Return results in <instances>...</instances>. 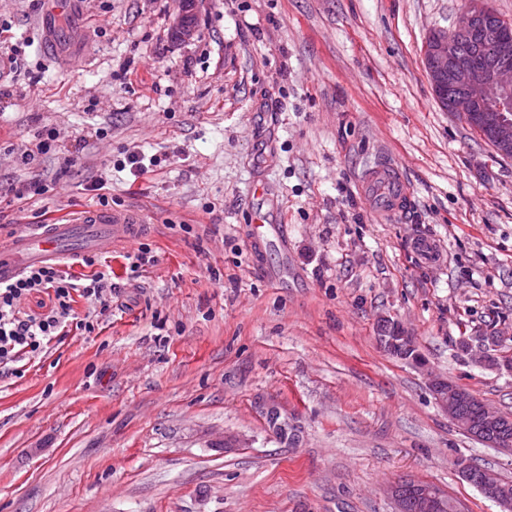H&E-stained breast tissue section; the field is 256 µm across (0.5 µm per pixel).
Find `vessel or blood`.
I'll list each match as a JSON object with an SVG mask.
<instances>
[{"label":"vessel or blood","instance_id":"1","mask_svg":"<svg viewBox=\"0 0 512 512\" xmlns=\"http://www.w3.org/2000/svg\"><path fill=\"white\" fill-rule=\"evenodd\" d=\"M361 190L374 212L391 218L402 214L409 189L397 167L384 163L367 171ZM143 215L131 211L87 209L61 224H38L0 241V283L16 277L29 265L63 260L72 255L111 251L119 243L133 242Z\"/></svg>","mask_w":512,"mask_h":512}]
</instances>
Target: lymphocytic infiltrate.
<instances>
[{
    "label": "lymphocytic infiltrate",
    "mask_w": 512,
    "mask_h": 512,
    "mask_svg": "<svg viewBox=\"0 0 512 512\" xmlns=\"http://www.w3.org/2000/svg\"><path fill=\"white\" fill-rule=\"evenodd\" d=\"M82 263L90 267V274L78 277L55 263L27 270L13 281L0 284V364H12L15 377L24 375L20 361L38 357L50 343H63L71 335H89L98 328V311L108 310L112 301V277L99 270L98 256H84ZM35 292L50 296V309L39 314L23 313L22 300ZM80 298L90 305L82 315L74 308Z\"/></svg>",
    "instance_id": "obj_1"
}]
</instances>
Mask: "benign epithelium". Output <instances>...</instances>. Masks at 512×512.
Listing matches in <instances>:
<instances>
[{
  "label": "benign epithelium",
  "instance_id": "1",
  "mask_svg": "<svg viewBox=\"0 0 512 512\" xmlns=\"http://www.w3.org/2000/svg\"><path fill=\"white\" fill-rule=\"evenodd\" d=\"M202 2L179 0L173 25L177 40L186 42L194 37L195 18ZM492 17L485 0H470L469 7L451 30L439 29L429 34L423 45L422 62L438 104L467 122L476 120L490 133L505 157L512 152V30L487 25ZM489 33L499 39L501 52L494 64L481 66L474 57L479 40ZM460 36L472 40V49L467 53L458 48ZM380 341L389 352L422 366L413 336L399 322L384 321ZM429 386L437 403L462 431L491 448L512 449V439L496 436V432L512 423L511 419L485 406L480 411L485 429L480 430L468 414L473 395L467 389L437 377L430 378ZM478 488L498 504L501 512H512V495L501 491V479L491 471L482 473ZM389 494L395 501L396 512H408L412 501L418 503V512H444L447 507L440 490L415 480L395 484Z\"/></svg>",
  "mask_w": 512,
  "mask_h": 512
}]
</instances>
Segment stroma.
<instances>
[{"label":"stroma","mask_w":512,"mask_h":512,"mask_svg":"<svg viewBox=\"0 0 512 512\" xmlns=\"http://www.w3.org/2000/svg\"><path fill=\"white\" fill-rule=\"evenodd\" d=\"M467 3L204 0L179 42L178 0H0L21 62L0 76V237L106 196L144 214L157 258L134 272L112 249L98 330L23 378L0 367V512H394L410 478L499 512L454 461L512 480V452L427 381L512 415V367L459 349L492 336L512 357V159L422 65ZM387 160L411 200L382 221L358 182ZM256 215L285 244L253 249ZM388 319L426 370L384 349ZM429 386L437 403L448 413V417L462 431L486 443L488 447L502 448L511 452L512 439L502 435L498 438L494 437L500 430L507 428L510 424L511 418L506 417L509 415L504 416L505 414L502 415L484 406L480 414L485 428L479 430L475 427L476 423L468 414L471 398L478 401L474 395L467 389L443 378L431 377ZM488 428H490L491 432L488 431ZM489 436H492V439H488Z\"/></svg>","instance_id":"obj_1"}]
</instances>
